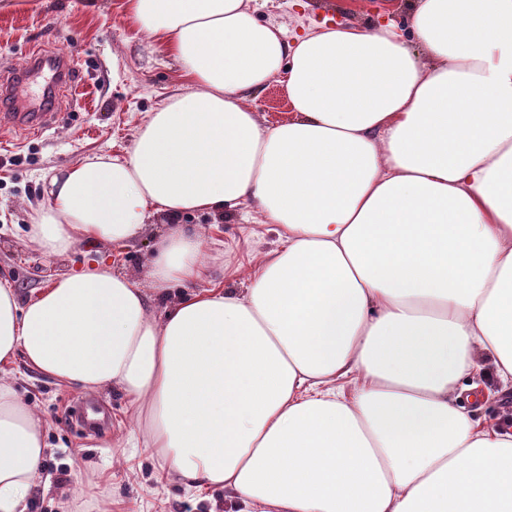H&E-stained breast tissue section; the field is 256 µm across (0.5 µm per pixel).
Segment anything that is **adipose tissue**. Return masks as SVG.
Returning <instances> with one entry per match:
<instances>
[{
  "mask_svg": "<svg viewBox=\"0 0 512 512\" xmlns=\"http://www.w3.org/2000/svg\"><path fill=\"white\" fill-rule=\"evenodd\" d=\"M250 2L127 0L191 89L56 170L28 239L125 248L246 205L278 248L237 291L189 289L206 243L181 226L141 278L98 262L24 305L0 278V371L121 391L168 476L239 512H512V424L468 406L512 384V0H411L416 50L391 22L291 40ZM279 77L268 126L249 102ZM46 452L0 378V512Z\"/></svg>",
  "mask_w": 512,
  "mask_h": 512,
  "instance_id": "adipose-tissue-1",
  "label": "adipose tissue"
}]
</instances>
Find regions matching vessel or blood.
I'll use <instances>...</instances> for the list:
<instances>
[{"label": "vessel or blood", "mask_w": 512, "mask_h": 512, "mask_svg": "<svg viewBox=\"0 0 512 512\" xmlns=\"http://www.w3.org/2000/svg\"><path fill=\"white\" fill-rule=\"evenodd\" d=\"M80 60L79 54L57 57L42 49L30 51L26 65L0 79V101L6 102L8 111H0V128H11L28 135H39L58 120L57 104L63 93L71 91ZM41 81L42 98L34 109H22L21 101L28 92L30 82Z\"/></svg>", "instance_id": "obj_1"}]
</instances>
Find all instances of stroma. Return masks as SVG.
Returning a JSON list of instances; mask_svg holds the SVG:
<instances>
[{
    "instance_id": "1",
    "label": "stroma",
    "mask_w": 512,
    "mask_h": 512,
    "mask_svg": "<svg viewBox=\"0 0 512 512\" xmlns=\"http://www.w3.org/2000/svg\"><path fill=\"white\" fill-rule=\"evenodd\" d=\"M251 6L259 21L283 25L291 35L320 27L327 18L366 27L390 20L402 31L410 29L408 0H252ZM33 46L57 55L76 46L83 54L76 93L65 98L55 128L32 138L0 130V275L11 280L23 303L53 275L89 261L122 272L146 271L154 237L167 230V218H157L152 235L133 246L112 250L79 242L55 259L28 244L25 231L31 207L42 201L45 178L53 169L129 149L144 115L186 87L180 64L161 48H149L146 33L127 14L126 0H0V67H23ZM180 222L207 243L206 274L194 283L198 289L244 287L278 246L275 225L262 223L247 206L221 217L185 214ZM11 377L21 402L42 418L48 445L43 481L26 512H97L107 498L112 512H234L223 489L190 499L180 487L159 482L158 458L149 449L127 445L137 419L121 392L97 395L111 423L95 434L69 414L71 406L86 400V393L57 386L20 359ZM482 383L476 419L512 421V386L489 374Z\"/></svg>"
}]
</instances>
